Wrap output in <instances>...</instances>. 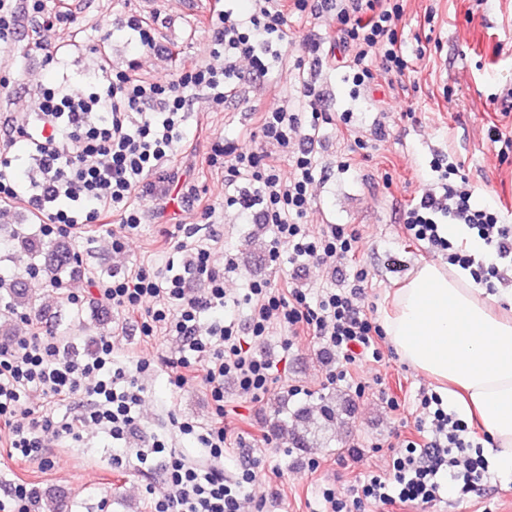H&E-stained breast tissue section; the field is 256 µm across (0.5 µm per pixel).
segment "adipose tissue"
I'll return each mask as SVG.
<instances>
[{"mask_svg":"<svg viewBox=\"0 0 512 512\" xmlns=\"http://www.w3.org/2000/svg\"><path fill=\"white\" fill-rule=\"evenodd\" d=\"M512 294L477 286L469 270L424 262L390 295L382 327L396 354L445 386L444 398L489 436L492 460L512 480Z\"/></svg>","mask_w":512,"mask_h":512,"instance_id":"ef3b65f1","label":"adipose tissue"}]
</instances>
